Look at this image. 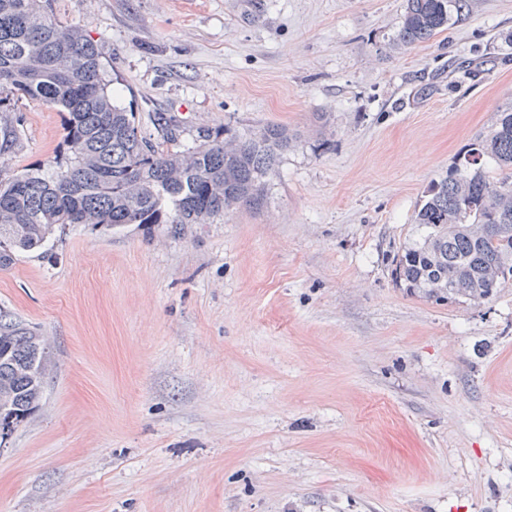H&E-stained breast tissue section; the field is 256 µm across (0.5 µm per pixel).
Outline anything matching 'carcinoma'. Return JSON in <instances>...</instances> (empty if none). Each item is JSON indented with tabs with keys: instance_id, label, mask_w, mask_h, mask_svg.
<instances>
[{
	"instance_id": "obj_1",
	"label": "carcinoma",
	"mask_w": 512,
	"mask_h": 512,
	"mask_svg": "<svg viewBox=\"0 0 512 512\" xmlns=\"http://www.w3.org/2000/svg\"><path fill=\"white\" fill-rule=\"evenodd\" d=\"M459 0H406L397 45L429 41ZM97 46L53 15L49 0H0V160L23 142L12 102L28 98L65 115V151L47 168L0 165V266L41 248L71 224H206L236 206L265 202L267 174L291 137L279 126L207 136L186 151L149 142L133 112L113 102ZM425 228L394 257L407 292L482 302L512 282V106L495 115L415 215ZM48 363L44 337L0 311V427L7 438L35 409Z\"/></svg>"
}]
</instances>
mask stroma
Returning <instances> with one entry per match:
<instances>
[{
    "instance_id": "35a3bbf8",
    "label": "stroma",
    "mask_w": 512,
    "mask_h": 512,
    "mask_svg": "<svg viewBox=\"0 0 512 512\" xmlns=\"http://www.w3.org/2000/svg\"><path fill=\"white\" fill-rule=\"evenodd\" d=\"M405 0H50L152 143L286 127L262 208L82 224L0 268L48 339L0 512H512V284L396 286L415 212L512 104V0L395 46ZM45 166L61 113L22 99Z\"/></svg>"
}]
</instances>
